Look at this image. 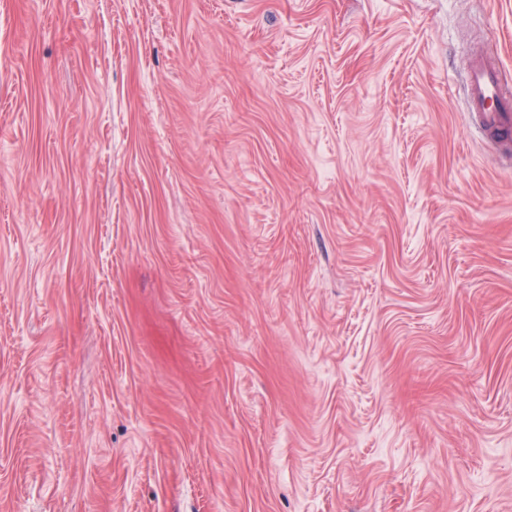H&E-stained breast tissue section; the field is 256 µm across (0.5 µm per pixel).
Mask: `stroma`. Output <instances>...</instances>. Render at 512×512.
I'll list each match as a JSON object with an SVG mask.
<instances>
[{
	"mask_svg": "<svg viewBox=\"0 0 512 512\" xmlns=\"http://www.w3.org/2000/svg\"><path fill=\"white\" fill-rule=\"evenodd\" d=\"M512 0H0V512H512ZM465 79L469 124L483 141L498 145L508 159L512 153L510 88L502 83L496 64L481 53L469 56Z\"/></svg>",
	"mask_w": 512,
	"mask_h": 512,
	"instance_id": "35a3bbf8",
	"label": "stroma"
}]
</instances>
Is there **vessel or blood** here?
I'll return each instance as SVG.
<instances>
[{
  "label": "vessel or blood",
  "mask_w": 512,
  "mask_h": 512,
  "mask_svg": "<svg viewBox=\"0 0 512 512\" xmlns=\"http://www.w3.org/2000/svg\"><path fill=\"white\" fill-rule=\"evenodd\" d=\"M468 122L479 137L512 153V89L506 87L496 64L484 54L470 55L465 72Z\"/></svg>",
  "instance_id": "b4317fda"
}]
</instances>
